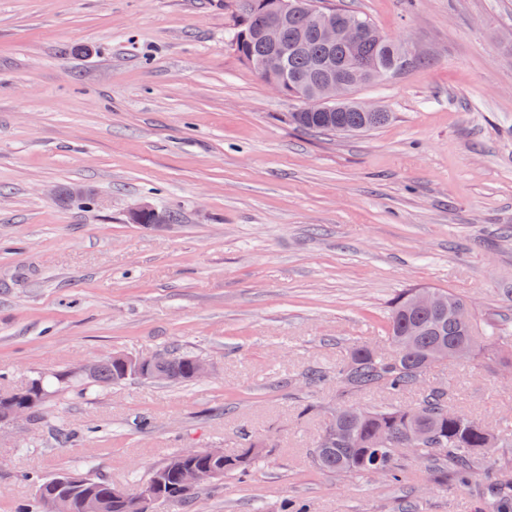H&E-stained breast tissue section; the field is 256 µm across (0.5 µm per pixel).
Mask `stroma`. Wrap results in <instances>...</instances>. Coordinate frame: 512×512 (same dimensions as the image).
Instances as JSON below:
<instances>
[{"label":"stroma","mask_w":512,"mask_h":512,"mask_svg":"<svg viewBox=\"0 0 512 512\" xmlns=\"http://www.w3.org/2000/svg\"><path fill=\"white\" fill-rule=\"evenodd\" d=\"M332 2L419 56L353 90L390 114L356 135L289 123L301 102L235 53L230 0H0V396L64 376L38 418L0 425V512L62 469L129 489L178 449L248 439L260 466L162 512H494L512 447L442 484L409 455L361 478L312 449L339 406L417 402L336 377L354 348L387 351L402 290L512 328V0ZM144 201L175 220L132 223ZM163 352L208 376L89 393L71 376ZM423 384L512 423V366L439 363Z\"/></svg>","instance_id":"stroma-1"}]
</instances>
